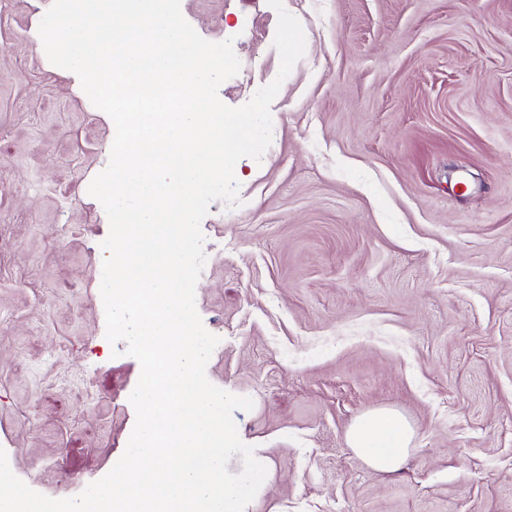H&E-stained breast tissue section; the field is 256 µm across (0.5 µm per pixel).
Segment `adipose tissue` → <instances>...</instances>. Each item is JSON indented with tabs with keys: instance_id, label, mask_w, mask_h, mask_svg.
<instances>
[{
	"instance_id": "1",
	"label": "adipose tissue",
	"mask_w": 512,
	"mask_h": 512,
	"mask_svg": "<svg viewBox=\"0 0 512 512\" xmlns=\"http://www.w3.org/2000/svg\"><path fill=\"white\" fill-rule=\"evenodd\" d=\"M412 440L408 423L397 413L375 410L361 416L350 428L348 441L368 465L392 473L406 461Z\"/></svg>"
}]
</instances>
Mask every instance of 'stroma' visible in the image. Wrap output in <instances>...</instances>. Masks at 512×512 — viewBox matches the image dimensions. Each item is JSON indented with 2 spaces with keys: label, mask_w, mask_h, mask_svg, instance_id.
<instances>
[{
  "label": "stroma",
  "mask_w": 512,
  "mask_h": 512,
  "mask_svg": "<svg viewBox=\"0 0 512 512\" xmlns=\"http://www.w3.org/2000/svg\"><path fill=\"white\" fill-rule=\"evenodd\" d=\"M51 4L0 0V449L63 499L124 453L141 367L101 305L112 120L33 41ZM283 4L306 52L239 205L201 223L195 290L208 380L254 402L246 512H512V0ZM181 12L233 41L222 102L276 78L267 0ZM379 409L414 431L393 474L347 443Z\"/></svg>",
  "instance_id": "stroma-1"
}]
</instances>
